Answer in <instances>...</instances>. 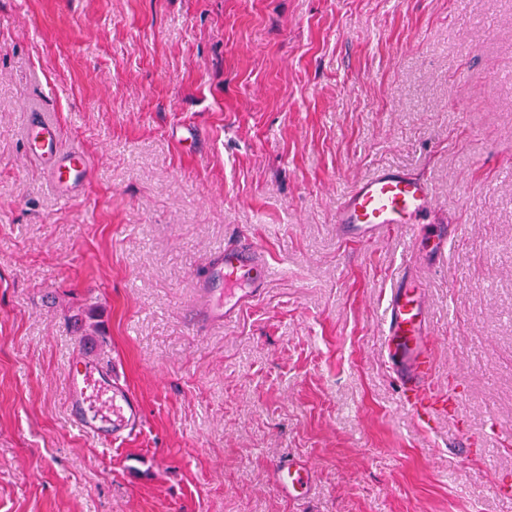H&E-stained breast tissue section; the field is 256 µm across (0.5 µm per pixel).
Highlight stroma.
<instances>
[{
	"label": "stroma",
	"instance_id": "1",
	"mask_svg": "<svg viewBox=\"0 0 512 512\" xmlns=\"http://www.w3.org/2000/svg\"><path fill=\"white\" fill-rule=\"evenodd\" d=\"M31 111L91 158L75 200ZM381 165L429 179V233L340 236ZM234 230L273 280L199 325ZM407 268L452 398L422 424L380 346ZM86 356L142 409L102 443L68 405ZM511 427L512 0H0V512H512ZM289 454L307 500L272 480ZM276 484L288 495L298 499H308L314 486L313 470L301 458L286 456L273 468Z\"/></svg>",
	"mask_w": 512,
	"mask_h": 512
}]
</instances>
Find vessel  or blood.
Wrapping results in <instances>:
<instances>
[{
	"label": "vessel or blood",
	"mask_w": 512,
	"mask_h": 512,
	"mask_svg": "<svg viewBox=\"0 0 512 512\" xmlns=\"http://www.w3.org/2000/svg\"><path fill=\"white\" fill-rule=\"evenodd\" d=\"M28 150L47 171L50 182L63 196L77 193L89 179L92 166L81 149L61 151L59 129L50 120L29 117L26 124ZM434 204L429 181L417 180L395 167H382L358 182L344 197L336 222L352 241L385 236L404 229L411 236L424 230L420 218ZM213 274L200 281L198 296L201 324L227 323L257 300L273 273L265 251L251 239L231 238L211 259ZM428 308L415 276H401L392 286L381 326V348L390 365L392 378L407 405L429 415L443 396L433 386V364L428 336ZM70 411L86 435L104 440L111 437V422L100 419L88 407V392L110 393L118 401L124 421L140 414L138 400L127 389L113 386L95 367L71 375ZM276 484L288 495L308 499L314 486L313 470L301 458L286 456L273 468Z\"/></svg>",
	"instance_id": "obj_1"
}]
</instances>
